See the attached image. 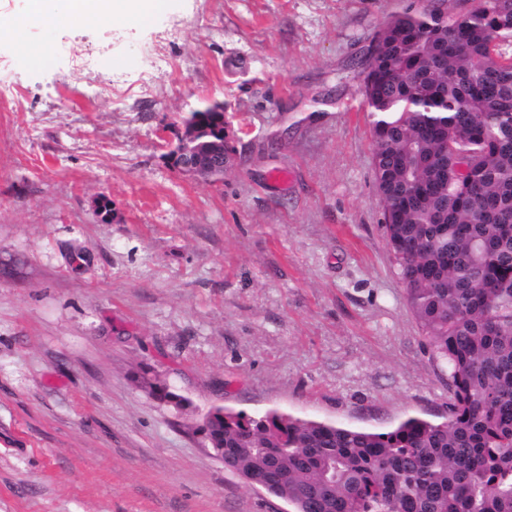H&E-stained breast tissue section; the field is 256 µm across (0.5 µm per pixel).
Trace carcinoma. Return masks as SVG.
<instances>
[{
  "mask_svg": "<svg viewBox=\"0 0 512 512\" xmlns=\"http://www.w3.org/2000/svg\"><path fill=\"white\" fill-rule=\"evenodd\" d=\"M392 15L363 63L383 229L448 371L441 420L384 432L270 412L207 425L292 512H512V0Z\"/></svg>",
  "mask_w": 512,
  "mask_h": 512,
  "instance_id": "carcinoma-1",
  "label": "carcinoma"
}]
</instances>
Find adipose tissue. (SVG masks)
<instances>
[{
	"instance_id": "adipose-tissue-1",
	"label": "adipose tissue",
	"mask_w": 512,
	"mask_h": 512,
	"mask_svg": "<svg viewBox=\"0 0 512 512\" xmlns=\"http://www.w3.org/2000/svg\"><path fill=\"white\" fill-rule=\"evenodd\" d=\"M165 5L166 0H32L36 12L44 13L54 7L59 13L87 21L144 18Z\"/></svg>"
}]
</instances>
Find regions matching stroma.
<instances>
[{"mask_svg": "<svg viewBox=\"0 0 512 512\" xmlns=\"http://www.w3.org/2000/svg\"><path fill=\"white\" fill-rule=\"evenodd\" d=\"M423 5L167 0L99 24L0 0L23 24L0 39V512H290L204 447L211 407L440 418L359 92L383 23ZM213 102L233 152L205 181L167 153Z\"/></svg>", "mask_w": 512, "mask_h": 512, "instance_id": "obj_1", "label": "stroma"}]
</instances>
